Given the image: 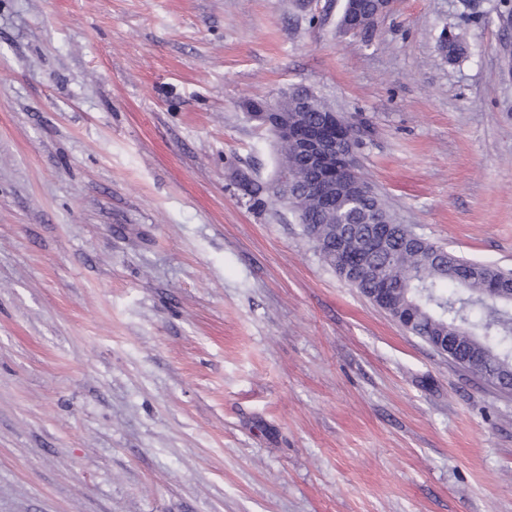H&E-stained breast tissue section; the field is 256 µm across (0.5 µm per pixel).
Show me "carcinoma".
Here are the masks:
<instances>
[{
	"label": "carcinoma",
	"mask_w": 512,
	"mask_h": 512,
	"mask_svg": "<svg viewBox=\"0 0 512 512\" xmlns=\"http://www.w3.org/2000/svg\"><path fill=\"white\" fill-rule=\"evenodd\" d=\"M378 0H345L339 29L346 34L357 30L368 33L373 26L366 20L375 15ZM295 92L281 97L288 107V123L315 126L324 122L330 107L313 93H308L307 111L297 109ZM327 131L349 151L360 150L368 130L345 123H333ZM278 169L298 175L288 196L275 195L290 204L301 224L325 261L341 278L347 280L341 259L358 256L362 240L342 235L345 224H386L389 227L387 247L372 257L369 268L351 285L370 296L377 288L387 289L384 310L398 318H413L410 331L422 338L453 336L469 357L478 373L493 383L503 368L512 370V301L496 302L490 289L501 286L506 273L498 268L465 260L442 246L422 240L411 245L414 232L408 224H400L390 214L382 199L374 192L361 190L366 182L355 167L336 160V199L325 202L304 191V184L316 173L306 156L294 142L278 141Z\"/></svg>",
	"instance_id": "cac0c4a2"
}]
</instances>
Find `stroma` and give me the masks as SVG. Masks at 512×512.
<instances>
[{
    "instance_id": "1",
    "label": "stroma",
    "mask_w": 512,
    "mask_h": 512,
    "mask_svg": "<svg viewBox=\"0 0 512 512\" xmlns=\"http://www.w3.org/2000/svg\"><path fill=\"white\" fill-rule=\"evenodd\" d=\"M343 7L0 0V512H512V394L325 263L247 108L311 89L400 223L512 273V26ZM379 0H345L342 15L339 21V29L347 34L351 30H358L361 34H367L375 27L369 25L366 20L374 17Z\"/></svg>"
}]
</instances>
